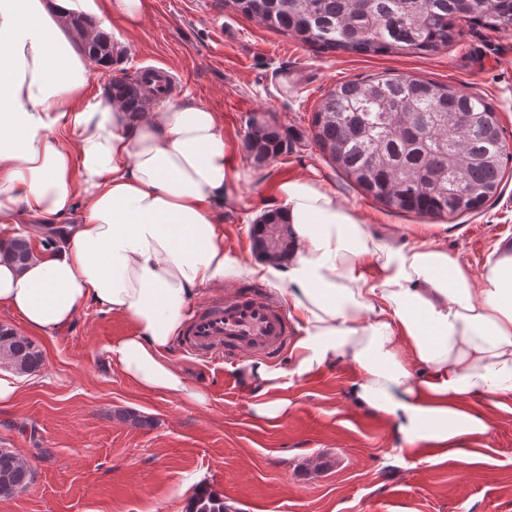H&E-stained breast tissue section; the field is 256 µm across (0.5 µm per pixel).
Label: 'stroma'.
I'll return each instance as SVG.
<instances>
[{"label":"stroma","instance_id":"35a3bbf8","mask_svg":"<svg viewBox=\"0 0 512 512\" xmlns=\"http://www.w3.org/2000/svg\"><path fill=\"white\" fill-rule=\"evenodd\" d=\"M145 2L139 23L108 26L120 50L112 73L168 71L170 100L220 114L232 168L242 174L224 211V245L242 265L256 260L252 225L270 210L277 184L294 177L321 182L398 241L428 222L365 195L319 147L314 114L336 85L387 73L481 96L512 152V29L463 22L456 40L431 54L360 55L267 30L220 0ZM257 113L272 114L289 142L286 154L261 168L242 147ZM431 222L449 253L485 272L496 247L512 243V161L499 195ZM131 333L125 319L91 305L63 332L30 335L43 366L18 376L14 400L0 405V448L30 464L36 479L26 492L0 497V512H184L203 483L232 512H512L511 410L483 402L490 436L430 463L425 451L401 448L389 419L351 403L350 364L289 377L288 410L269 420L255 414L259 398L234 363L176 343L169 357L207 391V404L141 390L107 352ZM125 410L147 417L148 426L121 419ZM43 448L50 457L40 456Z\"/></svg>","mask_w":512,"mask_h":512}]
</instances>
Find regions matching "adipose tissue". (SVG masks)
<instances>
[{
    "label": "adipose tissue",
    "mask_w": 512,
    "mask_h": 512,
    "mask_svg": "<svg viewBox=\"0 0 512 512\" xmlns=\"http://www.w3.org/2000/svg\"><path fill=\"white\" fill-rule=\"evenodd\" d=\"M134 24L144 0H0V307L27 330L61 332L94 304L130 321L109 347L142 390L193 405L168 349L194 299L247 275L287 304L298 334L291 367L252 357L242 379L268 392L339 362L356 377L357 407L391 420L435 463L485 439L477 399L512 401V252L477 276L421 230L414 244L372 233L355 209L311 179L281 182L288 261L242 268L224 246L231 155L218 113L192 100L126 112L91 90L92 32L77 13ZM38 219L25 265L10 257L13 227Z\"/></svg>",
    "instance_id": "ef3b65f1"
}]
</instances>
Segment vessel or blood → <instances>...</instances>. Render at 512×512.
I'll return each instance as SVG.
<instances>
[{
  "instance_id": "obj_1",
  "label": "vessel or blood",
  "mask_w": 512,
  "mask_h": 512,
  "mask_svg": "<svg viewBox=\"0 0 512 512\" xmlns=\"http://www.w3.org/2000/svg\"><path fill=\"white\" fill-rule=\"evenodd\" d=\"M294 326L265 289L243 283L194 312L182 330L183 345L205 354L278 357L288 347Z\"/></svg>"
}]
</instances>
